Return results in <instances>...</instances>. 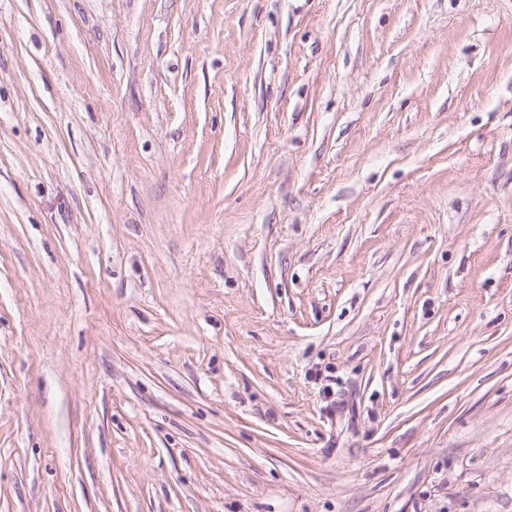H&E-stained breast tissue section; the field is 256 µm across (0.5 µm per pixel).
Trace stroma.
Returning <instances> with one entry per match:
<instances>
[{
  "instance_id": "35a3bbf8",
  "label": "stroma",
  "mask_w": 512,
  "mask_h": 512,
  "mask_svg": "<svg viewBox=\"0 0 512 512\" xmlns=\"http://www.w3.org/2000/svg\"><path fill=\"white\" fill-rule=\"evenodd\" d=\"M0 512H512V0H0Z\"/></svg>"
}]
</instances>
